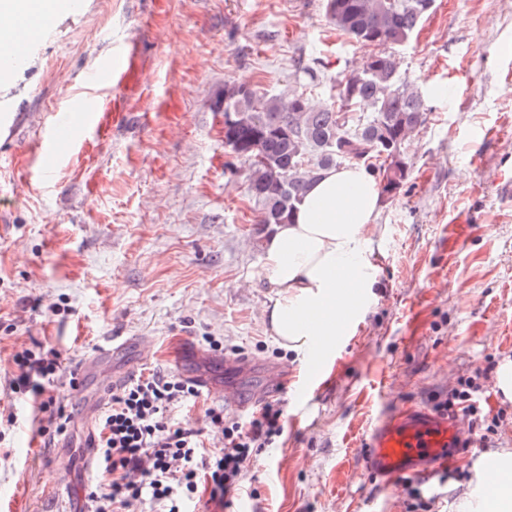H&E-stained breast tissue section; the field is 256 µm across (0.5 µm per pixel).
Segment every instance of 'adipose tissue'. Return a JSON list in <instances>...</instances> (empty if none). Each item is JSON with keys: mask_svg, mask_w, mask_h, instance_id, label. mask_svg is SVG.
Instances as JSON below:
<instances>
[{"mask_svg": "<svg viewBox=\"0 0 512 512\" xmlns=\"http://www.w3.org/2000/svg\"><path fill=\"white\" fill-rule=\"evenodd\" d=\"M380 204L378 181L367 168L331 169L293 223L265 240L261 275L275 296L266 319L281 346L316 360L357 323L379 273L369 233ZM479 482L493 493L468 502L469 512H512V453L481 467Z\"/></svg>", "mask_w": 512, "mask_h": 512, "instance_id": "adipose-tissue-1", "label": "adipose tissue"}]
</instances>
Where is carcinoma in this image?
I'll return each mask as SVG.
<instances>
[{"mask_svg": "<svg viewBox=\"0 0 512 512\" xmlns=\"http://www.w3.org/2000/svg\"><path fill=\"white\" fill-rule=\"evenodd\" d=\"M432 0H325L336 30L371 48L362 67L336 80V101L291 87L259 93L224 84V145L246 164L257 223L292 222L312 183L325 171L361 164L395 195L410 175L404 148L427 119L426 96L401 72L404 45ZM362 106L368 112L357 114Z\"/></svg>", "mask_w": 512, "mask_h": 512, "instance_id": "obj_1", "label": "carcinoma"}]
</instances>
